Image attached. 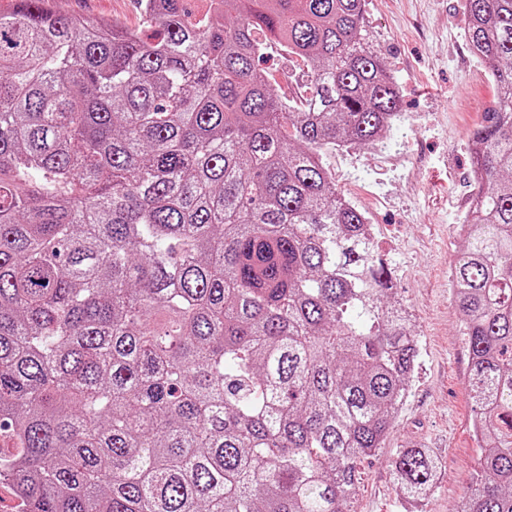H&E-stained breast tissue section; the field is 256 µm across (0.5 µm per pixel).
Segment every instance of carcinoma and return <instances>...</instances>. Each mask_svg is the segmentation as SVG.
<instances>
[{"label":"carcinoma","instance_id":"carcinoma-1","mask_svg":"<svg viewBox=\"0 0 512 512\" xmlns=\"http://www.w3.org/2000/svg\"><path fill=\"white\" fill-rule=\"evenodd\" d=\"M0 12V484L29 512H347L420 347L327 155L384 136L366 0H141L144 30ZM498 96L451 264L479 467L512 512V0H461ZM310 66L305 103L263 76ZM426 498L429 449L391 462ZM288 65V69L295 72V76L298 82L299 90L303 83H306L308 69L302 66L300 61H297L295 57L288 56L285 52H281L280 55H274L264 62L263 66L266 67L272 75L277 74L281 69ZM288 69L281 71L278 75V80L282 88H288L292 84V74L288 72Z\"/></svg>","mask_w":512,"mask_h":512}]
</instances>
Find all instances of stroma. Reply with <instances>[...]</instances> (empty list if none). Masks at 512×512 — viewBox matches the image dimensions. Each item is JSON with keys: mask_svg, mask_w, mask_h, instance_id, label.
<instances>
[{"mask_svg": "<svg viewBox=\"0 0 512 512\" xmlns=\"http://www.w3.org/2000/svg\"><path fill=\"white\" fill-rule=\"evenodd\" d=\"M64 14L143 27L139 0H55ZM370 40L397 79L399 122L374 145L330 157L336 186L374 226L393 292L415 314L420 359L408 397L375 456L366 460L350 512H451L480 455L467 400V338L449 269L474 183L468 138L497 95L487 66L470 51L459 0H367ZM433 449L441 473L421 504L397 494L390 459Z\"/></svg>", "mask_w": 512, "mask_h": 512, "instance_id": "35a3bbf8", "label": "stroma"}]
</instances>
